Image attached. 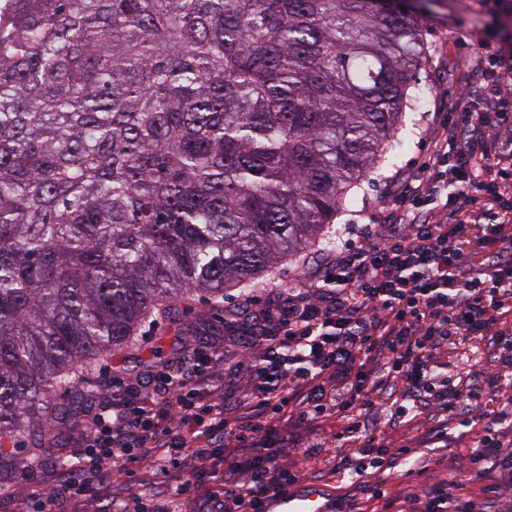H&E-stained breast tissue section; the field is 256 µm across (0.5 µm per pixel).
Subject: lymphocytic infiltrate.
Returning a JSON list of instances; mask_svg holds the SVG:
<instances>
[{"label":"lymphocytic infiltrate","instance_id":"1","mask_svg":"<svg viewBox=\"0 0 512 512\" xmlns=\"http://www.w3.org/2000/svg\"><path fill=\"white\" fill-rule=\"evenodd\" d=\"M480 47L467 64L490 106L458 100L459 125L429 131V177L407 186L398 213L273 302L240 303L229 325L250 341L236 367L189 338L178 368L113 382L87 413L76 468L60 469L51 490H30L23 512L93 502L112 472L139 462L187 468L194 480L114 512H268L304 482L291 460L309 455L328 421L351 444L333 474L387 466L377 404L396 397L446 416L430 444L447 443L448 421L476 415L486 434L466 456L465 479L449 482L443 460L420 457L403 476L426 477L421 491L393 501L374 490V512H512V435L498 429L512 418V54ZM463 345L474 370L440 377L434 356ZM222 455L233 463L216 490L206 479Z\"/></svg>","mask_w":512,"mask_h":512}]
</instances>
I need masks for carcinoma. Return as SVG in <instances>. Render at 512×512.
<instances>
[{"mask_svg": "<svg viewBox=\"0 0 512 512\" xmlns=\"http://www.w3.org/2000/svg\"><path fill=\"white\" fill-rule=\"evenodd\" d=\"M378 0H8L0 8V472L78 368L184 294L336 245L428 96Z\"/></svg>", "mask_w": 512, "mask_h": 512, "instance_id": "carcinoma-1", "label": "carcinoma"}]
</instances>
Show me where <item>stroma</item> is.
I'll return each instance as SVG.
<instances>
[{
    "instance_id": "stroma-1",
    "label": "stroma",
    "mask_w": 512,
    "mask_h": 512,
    "mask_svg": "<svg viewBox=\"0 0 512 512\" xmlns=\"http://www.w3.org/2000/svg\"><path fill=\"white\" fill-rule=\"evenodd\" d=\"M412 7L422 18V57L414 71V80L429 89L425 103L408 115L418 132L404 147L397 164L382 167L377 175L356 188L355 194L359 199L357 206L336 217L335 227L343 233L348 232L350 225L365 223L367 216L383 219L387 208L402 193L405 185L422 178L427 145L419 135L420 130L438 126L440 113L448 111L451 103L462 96H470L476 109L485 108L483 92L465 65L466 59L480 51L472 37V29L486 30L501 42L503 49L512 50V27L501 30L491 18L483 16L479 0H412ZM323 260V251L312 248L277 266L262 284L250 283L227 290L219 299L200 292L189 293L180 299L175 314L156 313L142 324L127 346L99 358L84 372L83 378L103 390L107 387L102 373L104 366H111L113 373L118 376L148 374L155 367L173 361L181 347L182 337L193 332L204 343L223 337L225 311L251 295L265 301L275 298L277 291L285 289L302 272L319 271ZM433 424V419L427 413L411 421L394 418L383 422L384 443L402 451L392 465L363 478H345L337 490L321 480L307 482V489L319 494L331 506L335 505L336 493L340 490L359 495L364 489L377 486L389 494L410 493L411 488L402 481L401 474L411 466L414 457L426 453V432ZM482 429L483 423L479 420L469 427L449 425V480L461 479L463 458L474 447ZM138 475L135 481L115 482L110 491V500L123 501L145 486L160 490L193 478L187 470L163 472L142 468Z\"/></svg>"
}]
</instances>
